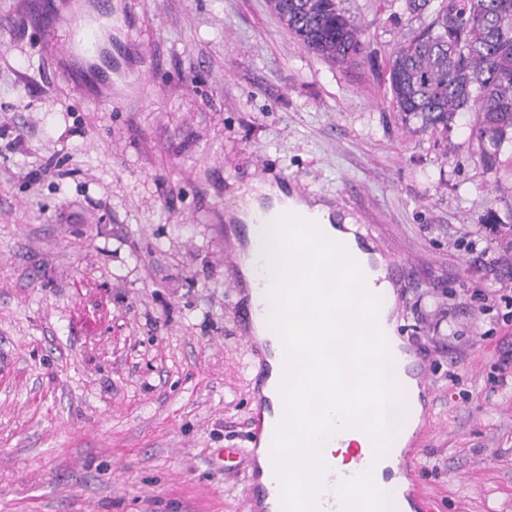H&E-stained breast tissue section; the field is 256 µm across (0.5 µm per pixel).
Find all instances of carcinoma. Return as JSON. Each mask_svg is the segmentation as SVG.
<instances>
[{
    "label": "carcinoma",
    "mask_w": 512,
    "mask_h": 512,
    "mask_svg": "<svg viewBox=\"0 0 512 512\" xmlns=\"http://www.w3.org/2000/svg\"><path fill=\"white\" fill-rule=\"evenodd\" d=\"M308 51L345 63L362 50V29L341 0H267ZM391 103L406 118L448 130L473 111L488 162L512 143V0H439L428 26L388 63Z\"/></svg>",
    "instance_id": "1"
}]
</instances>
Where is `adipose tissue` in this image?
Returning a JSON list of instances; mask_svg holds the SVG:
<instances>
[{
  "label": "adipose tissue",
  "mask_w": 512,
  "mask_h": 512,
  "mask_svg": "<svg viewBox=\"0 0 512 512\" xmlns=\"http://www.w3.org/2000/svg\"><path fill=\"white\" fill-rule=\"evenodd\" d=\"M261 194L275 201L283 197L269 186L246 187L235 211L250 226L244 266L250 302L264 308L254 319L255 333L270 344L273 415L269 422L286 419L289 432L288 458L263 447L258 450L269 490L267 503L273 507L281 495L277 476L287 459L301 462V480L307 487L331 473L357 470L350 447L363 443L366 433L359 424L370 420L371 414L351 396L365 379L386 381L400 369L375 342V321L387 315V308L379 307L374 292L351 265L317 261L321 238H334L339 249L347 247L331 224L328 206L299 202L295 208L304 213L306 224H265L257 220ZM290 235L301 241L297 250L284 246ZM334 312L342 319L336 337L315 355H306L289 336V324L313 326Z\"/></svg>",
  "instance_id": "1"
}]
</instances>
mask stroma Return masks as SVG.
<instances>
[{"label": "stroma", "mask_w": 512, "mask_h": 512, "mask_svg": "<svg viewBox=\"0 0 512 512\" xmlns=\"http://www.w3.org/2000/svg\"><path fill=\"white\" fill-rule=\"evenodd\" d=\"M0 0V512H244L256 412L225 208L265 176L357 215L402 261L397 333L435 401L410 475L435 512H512V147L390 104L386 65L429 13L343 0L347 65L266 0H112L128 66L100 97L41 49L61 21ZM484 237L485 252L461 245Z\"/></svg>", "instance_id": "35a3bbf8"}]
</instances>
